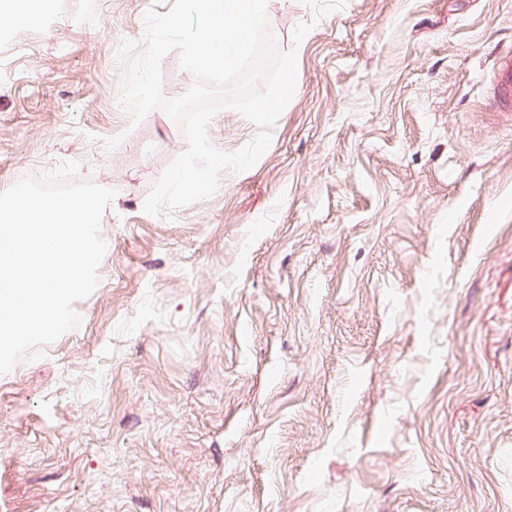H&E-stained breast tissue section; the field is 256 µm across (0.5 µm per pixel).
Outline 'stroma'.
Returning a JSON list of instances; mask_svg holds the SVG:
<instances>
[{
    "label": "stroma",
    "instance_id": "1",
    "mask_svg": "<svg viewBox=\"0 0 512 512\" xmlns=\"http://www.w3.org/2000/svg\"><path fill=\"white\" fill-rule=\"evenodd\" d=\"M173 2L0 33V192L67 161L114 192L79 326L0 375V512H512V0H268L295 93L167 218L188 143L119 53ZM494 98L504 104H512V55L500 56L490 75Z\"/></svg>",
    "mask_w": 512,
    "mask_h": 512
}]
</instances>
